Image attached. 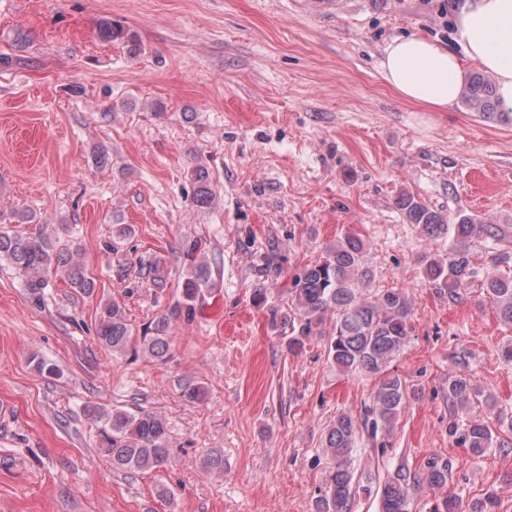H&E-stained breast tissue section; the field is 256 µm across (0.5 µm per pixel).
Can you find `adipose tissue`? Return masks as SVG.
Segmentation results:
<instances>
[{
	"label": "adipose tissue",
	"mask_w": 512,
	"mask_h": 512,
	"mask_svg": "<svg viewBox=\"0 0 512 512\" xmlns=\"http://www.w3.org/2000/svg\"><path fill=\"white\" fill-rule=\"evenodd\" d=\"M458 51L420 36L398 37L386 47V84L424 112L457 104L468 65L494 79L497 98L512 109V0H465L454 18Z\"/></svg>",
	"instance_id": "obj_1"
}]
</instances>
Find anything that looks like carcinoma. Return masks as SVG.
I'll return each mask as SVG.
<instances>
[{
  "instance_id": "obj_1",
  "label": "carcinoma",
  "mask_w": 512,
  "mask_h": 512,
  "mask_svg": "<svg viewBox=\"0 0 512 512\" xmlns=\"http://www.w3.org/2000/svg\"><path fill=\"white\" fill-rule=\"evenodd\" d=\"M102 38L115 41L133 40L123 28L104 19L99 23ZM462 104L486 119L512 122V112L500 111L492 78L482 72L469 76L462 94ZM197 184L193 202L198 207L211 203L213 191L206 172L199 168L194 178ZM408 223L418 226L429 239L453 235L459 245L445 255L423 254L420 263L424 277L435 293L454 299L474 276L469 250L462 243L486 234L496 238L500 230L483 225L472 216L460 214L455 223L431 209L423 200L402 192L395 200ZM365 245L361 237L346 234L327 247L324 256L306 265L295 278L291 289L293 317L291 347H299L303 339L314 333L327 313L336 316L328 340V358L343 372H365L378 378L372 403L360 416L342 413L326 431L323 452L332 461L323 486L314 497V512H353L356 496L370 489L360 485L351 469V458L358 439L367 437L380 450L391 447L390 438L398 412L408 397L406 383L390 373L387 365L406 346L412 332L411 305L407 293L388 288L372 297L365 296L363 287L373 280L372 270L364 262ZM6 262L22 278L25 288L35 299L42 298L54 276L67 281L77 293L91 295L95 282L88 277L78 250L43 233L27 235L20 232H0V263ZM210 268L205 262L191 266L183 278V302L179 309L157 317L141 335H136L125 307L114 300L99 306L96 336L109 351L119 355L144 353L158 361L168 360L172 321L189 318L194 303L209 284ZM483 300L495 310L499 320L512 325V271L486 277L482 283ZM454 371L448 374V404L463 409L481 393L467 371L466 353L455 355ZM94 420L104 436V452L112 467L130 473L151 471L168 463L169 433L165 419L152 411L96 407ZM468 451L480 457L492 448H508L507 441L495 433L487 422H473L459 437ZM452 464L447 457L434 453L413 473L403 465L377 480L379 512H411L418 492L426 485L443 487L448 483ZM428 512H468L463 499L445 496L431 504Z\"/></svg>"
}]
</instances>
